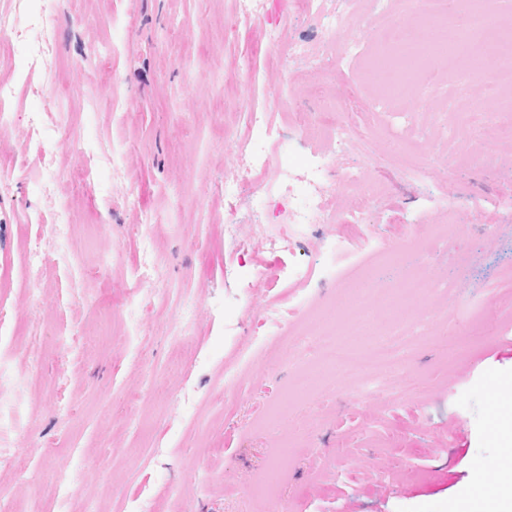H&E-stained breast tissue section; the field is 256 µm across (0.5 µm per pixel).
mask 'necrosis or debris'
Listing matches in <instances>:
<instances>
[{
	"label": "necrosis or debris",
	"instance_id": "4bbe7bcc",
	"mask_svg": "<svg viewBox=\"0 0 512 512\" xmlns=\"http://www.w3.org/2000/svg\"><path fill=\"white\" fill-rule=\"evenodd\" d=\"M452 1L459 4L467 21L466 28L451 45L456 56L466 62L464 76L474 79L482 71L493 74L489 89L503 98L498 109L504 118L501 130L512 135V21L494 8L492 0H399L401 12L392 17L391 28L402 29L403 17L415 16L419 19V29L435 32L436 37L426 41H397L401 67L389 87L390 96L407 97L422 63L450 46L438 34L448 25V4ZM349 2L336 0L332 8L327 7L326 0L310 3L311 27L320 34L325 47L324 55L314 58L313 63L329 76L334 75L342 58L359 48L358 43L338 39L340 30L352 23ZM54 40L52 16L32 15L30 0H10L8 7L0 8V44L7 45L11 54L23 56L30 66L47 64L54 52ZM243 116L250 135L240 139L238 150L229 161L236 176L224 182V198L230 205L224 221L236 223V202L244 186L254 184L256 175L274 173L277 190L269 199L267 211L254 212L253 229L264 238L269 250L283 252L290 243L289 225L329 221L320 195L323 180L328 170L335 167L337 157L332 152L319 154L297 175L282 166L272 167V151L281 135L270 125L267 109L257 108L248 98L244 101Z\"/></svg>",
	"mask_w": 512,
	"mask_h": 512
}]
</instances>
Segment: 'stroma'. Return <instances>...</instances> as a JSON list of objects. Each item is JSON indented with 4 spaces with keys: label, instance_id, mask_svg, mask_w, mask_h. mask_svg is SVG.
Returning a JSON list of instances; mask_svg holds the SVG:
<instances>
[{
    "label": "stroma",
    "instance_id": "stroma-1",
    "mask_svg": "<svg viewBox=\"0 0 512 512\" xmlns=\"http://www.w3.org/2000/svg\"><path fill=\"white\" fill-rule=\"evenodd\" d=\"M33 6L56 19L48 63L0 53V83L17 95L0 134V375L25 379L9 411L17 428L0 436V512H456L473 485L494 494L505 472L496 423L512 412V138L490 119L499 99L487 79L471 83L478 110L457 136L451 57L421 73L414 116L403 103L380 109L393 42L380 0H356L357 26L341 37L366 26L365 53L329 79L307 59L284 77L256 50L263 21L232 26L235 0ZM268 8L274 19L289 10L285 36L320 50L308 0ZM57 72L88 90L63 131L48 99L26 91ZM281 88L289 114L362 131L338 165L364 169L381 192L359 214L330 180L333 223L289 225L295 244L273 255L247 222L265 196L244 189L241 222L226 227L224 178L244 95L261 106ZM66 135L92 149L86 170L69 164ZM490 140L496 169L464 165ZM47 161L64 174L53 195L38 175ZM452 218L460 232L433 238ZM411 240L430 262L416 265ZM36 246L46 262L32 267ZM413 268L422 287L390 309ZM359 306L366 321L337 339L343 361L367 362L399 320L408 360L366 375L325 364L324 328Z\"/></svg>",
    "mask_w": 512,
    "mask_h": 512
}]
</instances>
